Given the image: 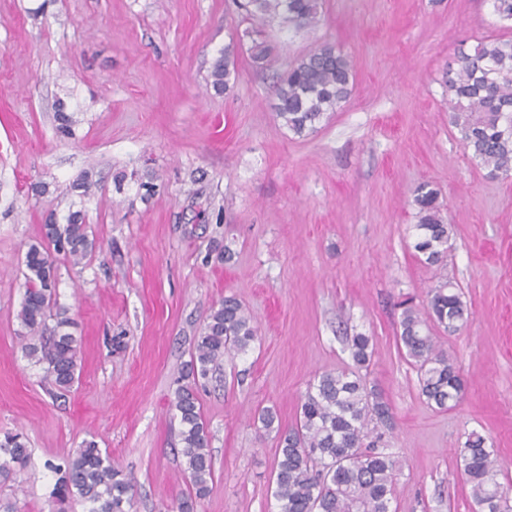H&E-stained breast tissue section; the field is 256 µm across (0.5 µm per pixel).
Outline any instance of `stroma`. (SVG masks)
<instances>
[{"label": "stroma", "instance_id": "35a3bbf8", "mask_svg": "<svg viewBox=\"0 0 512 512\" xmlns=\"http://www.w3.org/2000/svg\"><path fill=\"white\" fill-rule=\"evenodd\" d=\"M251 25L235 0H0V435L23 433L31 450L0 476V502L19 512H57L56 471L86 441L134 477L130 512H177L189 479L174 381L227 296L258 339L199 390L214 482L194 512H277L278 438L254 413L294 425L314 376L351 367L359 333L373 342L366 380L392 412L394 512H477L457 454L473 430L512 487V178L465 154L445 83L459 52L512 38V21L487 0H322L316 26L262 25L268 66L239 47L233 87L216 93L214 59ZM326 42L353 61L352 95L300 137L273 108V78ZM62 96L69 140L55 135ZM87 170L100 248L56 261L57 302L83 339L79 380L61 393L25 356L17 313L25 254ZM424 181L450 231L439 272L412 248ZM440 274L471 312L439 334L465 381L448 410L420 394L397 340L403 304L425 308Z\"/></svg>", "mask_w": 512, "mask_h": 512}]
</instances>
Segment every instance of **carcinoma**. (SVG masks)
<instances>
[{
  "instance_id": "carcinoma-1",
  "label": "carcinoma",
  "mask_w": 512,
  "mask_h": 512,
  "mask_svg": "<svg viewBox=\"0 0 512 512\" xmlns=\"http://www.w3.org/2000/svg\"><path fill=\"white\" fill-rule=\"evenodd\" d=\"M248 18L261 25L269 19L297 29L318 21L321 0H246ZM250 56L258 67L270 56L266 42L252 41ZM457 68H448V123L457 129L464 151L495 177H512V38L477 42L462 52ZM236 52L227 47L213 63L211 85L227 91L235 74ZM355 73L350 57L325 43L297 58L273 88L277 116L294 134L304 137L337 111L352 92ZM76 119L60 99L55 131L60 139L74 136ZM416 238L413 248L424 264L443 268L449 228L441 216L438 192L428 182L413 190ZM47 245L26 252L24 297L18 318L28 330L25 354L45 365V378L59 391L75 380L81 340L70 332L67 310L56 301L58 256L80 265L98 249L89 235L82 210L69 212L66 222L44 224ZM425 309L402 312L399 342L417 367L420 392L439 409L459 400L463 379L441 347L432 327L454 332L470 318L461 294L443 277L429 291ZM55 325L47 329V319ZM257 340L251 314L232 296L212 308L190 360L175 380L172 406L179 417L178 437L186 459L191 492L180 500V512H193L194 501L206 498L213 484L209 432L198 389L226 358L247 353ZM353 367L327 371L314 378L302 399L295 425L278 430L273 497L279 512H392L393 476L397 461L379 448L391 409L360 370L368 368L371 338L358 334L349 342ZM479 512H512V494L498 481L500 465L493 444L473 431L458 449ZM31 458L21 433L0 439V471L24 467ZM134 478L123 473L96 442L83 443L58 479L54 495L61 504L79 500L85 512H129Z\"/></svg>"
}]
</instances>
